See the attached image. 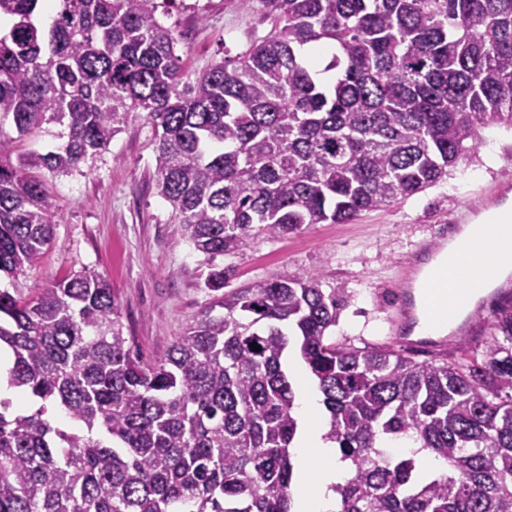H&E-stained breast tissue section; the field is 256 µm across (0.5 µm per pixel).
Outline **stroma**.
Instances as JSON below:
<instances>
[{
  "mask_svg": "<svg viewBox=\"0 0 512 512\" xmlns=\"http://www.w3.org/2000/svg\"><path fill=\"white\" fill-rule=\"evenodd\" d=\"M161 20L174 28L181 66L191 76L244 51L271 29L238 0H168ZM482 136L488 144L477 159L460 162L443 184L350 224H312L282 238L254 239L242 254L225 258L233 269L230 287L275 275L319 274L324 287L350 292L332 330L337 343L404 351L403 341L388 333L401 267L458 204L486 210L490 192L512 185V130L494 126ZM155 148L151 125L137 118L79 171L50 180L59 220L28 279L39 288L82 269L105 274L147 359L163 357L208 301L203 257L157 193Z\"/></svg>",
  "mask_w": 512,
  "mask_h": 512,
  "instance_id": "35a3bbf8",
  "label": "stroma"
}]
</instances>
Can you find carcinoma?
I'll list each match as a JSON object with an SVG mask.
<instances>
[{
  "mask_svg": "<svg viewBox=\"0 0 512 512\" xmlns=\"http://www.w3.org/2000/svg\"><path fill=\"white\" fill-rule=\"evenodd\" d=\"M272 29L191 79L159 0H0V512H291L295 357L349 464L335 512H512V303L464 363L330 336L348 296L319 275L224 292L259 237L349 224L448 178L512 128V0H238ZM158 140V194L207 265L210 302L159 360L138 354L102 274L25 292L58 219L47 178L128 123ZM261 347L256 351L251 344ZM66 423H61L58 415ZM409 436L428 479L382 438ZM64 128L56 123L46 125L43 132L36 136L27 138L16 143L15 149L17 152H45L57 147L63 142L59 137Z\"/></svg>",
  "mask_w": 512,
  "mask_h": 512,
  "instance_id": "carcinoma-1",
  "label": "carcinoma"
}]
</instances>
